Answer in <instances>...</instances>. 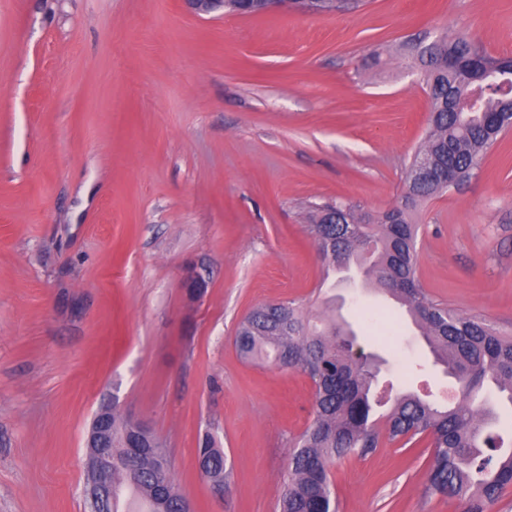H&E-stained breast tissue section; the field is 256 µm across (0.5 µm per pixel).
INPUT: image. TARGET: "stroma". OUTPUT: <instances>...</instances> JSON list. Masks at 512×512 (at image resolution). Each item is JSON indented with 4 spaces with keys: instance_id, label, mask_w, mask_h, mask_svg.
I'll list each match as a JSON object with an SVG mask.
<instances>
[{
    "instance_id": "1",
    "label": "stroma",
    "mask_w": 512,
    "mask_h": 512,
    "mask_svg": "<svg viewBox=\"0 0 512 512\" xmlns=\"http://www.w3.org/2000/svg\"><path fill=\"white\" fill-rule=\"evenodd\" d=\"M458 32L512 56V0L223 17L0 0V512H85V435L112 403L160 438L194 512H277L313 387L238 357L261 304L344 321L384 392L458 400L404 308L323 288L307 231L313 203L399 205L428 132L411 46ZM415 220L428 296L511 333L512 131ZM191 262L209 281L193 302ZM206 432L231 468L220 499L196 466ZM428 459L384 439L336 462L338 512H468L428 492Z\"/></svg>"
}]
</instances>
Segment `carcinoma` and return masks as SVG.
Segmentation results:
<instances>
[{"label":"carcinoma","instance_id":"obj_1","mask_svg":"<svg viewBox=\"0 0 512 512\" xmlns=\"http://www.w3.org/2000/svg\"><path fill=\"white\" fill-rule=\"evenodd\" d=\"M418 58L431 119L407 170L401 206L373 215L346 203L338 223L325 224L324 206L315 204L307 230L329 266L362 255L372 258L366 276L406 308L437 361L461 383L462 395L445 407L405 391L380 415L368 357L345 342L336 324L318 328L294 302L253 308L235 336L239 357L298 369L314 387L313 420L289 451L279 512H338L330 466L368 454L382 434L405 446L427 441L428 492L466 499L473 512H484L512 486V448L503 450L500 434L483 432L498 421V411L476 401L492 384L512 403V336L429 300L417 276L420 225L412 221L420 202L446 190L438 181L417 176L419 166L435 172L453 168L464 180L502 132L512 128V56L485 55L458 34L419 47ZM112 448V501L90 512L191 510L172 480L161 440L115 405ZM196 459L206 480L226 485L227 456L213 437H202Z\"/></svg>","mask_w":512,"mask_h":512}]
</instances>
